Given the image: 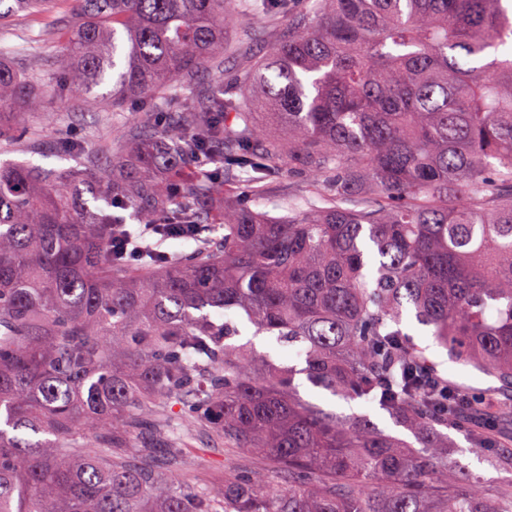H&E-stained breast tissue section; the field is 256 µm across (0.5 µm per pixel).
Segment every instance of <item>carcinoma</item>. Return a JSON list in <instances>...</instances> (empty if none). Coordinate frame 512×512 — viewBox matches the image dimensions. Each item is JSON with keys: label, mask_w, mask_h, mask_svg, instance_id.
<instances>
[{"label": "carcinoma", "mask_w": 512, "mask_h": 512, "mask_svg": "<svg viewBox=\"0 0 512 512\" xmlns=\"http://www.w3.org/2000/svg\"><path fill=\"white\" fill-rule=\"evenodd\" d=\"M57 27L0 45V114L43 104L40 72L5 55L65 43L66 80L112 111L165 89L157 140L126 134L77 166L0 163V512H512V482L479 486L448 462L469 418L512 416L491 395L443 389L400 325L411 312L454 359L512 392V0H0ZM288 14L258 58L227 31ZM242 62L243 89L198 81ZM207 152L224 179L301 169L317 201L274 216L181 160ZM111 206L195 236L178 259L133 260ZM467 201L460 203L457 198ZM297 350L278 367L212 315ZM371 403L414 437L326 411L295 385ZM267 459L214 486L185 467L199 435Z\"/></svg>", "instance_id": "1"}]
</instances>
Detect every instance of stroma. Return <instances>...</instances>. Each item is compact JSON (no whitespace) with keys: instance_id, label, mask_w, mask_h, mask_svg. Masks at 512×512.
<instances>
[{"instance_id":"1","label":"stroma","mask_w":512,"mask_h":512,"mask_svg":"<svg viewBox=\"0 0 512 512\" xmlns=\"http://www.w3.org/2000/svg\"><path fill=\"white\" fill-rule=\"evenodd\" d=\"M65 52L62 46H55L46 55H31L13 59V66L22 73L39 70L48 83V95L43 108L29 117L16 129L17 141L0 151V160H27L36 165H56V155L63 149L64 142L81 147L83 154L94 155L101 142L109 140L115 145L124 142L123 133L138 126L144 103L127 105L124 111L111 115L87 108L74 88L59 90L58 84L64 76ZM313 189L308 176L296 172L270 182L265 188V208L274 215L285 214L287 202L304 205ZM415 344L422 348L438 372L448 377L458 387L468 391L490 394L497 392L499 380L473 366L452 358L440 346L427 327L416 321H408L404 326ZM301 396L323 409L344 415H367L379 429L399 437L407 432L387 413L359 401L348 402L329 393L314 388L305 376H297ZM493 436L499 445L472 452L473 442L469 430H455L449 437L453 442L448 451V459L457 468L476 476L487 485L505 484L512 480V467L505 465V454L512 453V423L496 426ZM186 453L189 459L188 471H173L171 479L189 478L201 482H220L225 470L237 468L248 462V455L241 452H227L220 447H211L205 437H197Z\"/></svg>"}]
</instances>
